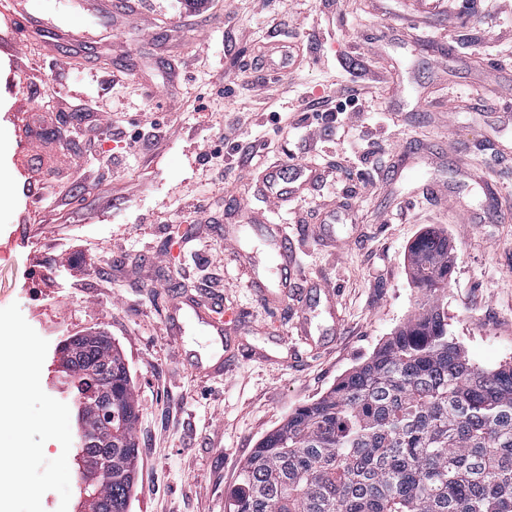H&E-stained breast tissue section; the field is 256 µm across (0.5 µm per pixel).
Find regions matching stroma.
<instances>
[{
  "label": "stroma",
  "instance_id": "stroma-1",
  "mask_svg": "<svg viewBox=\"0 0 512 512\" xmlns=\"http://www.w3.org/2000/svg\"><path fill=\"white\" fill-rule=\"evenodd\" d=\"M137 2L128 25L83 0H40L55 25L89 33L50 53L0 20V308L19 304L48 341L41 385L61 402L73 401L68 338L103 333L119 348L139 404L129 512H225L262 437L425 300L408 249L426 230L451 248L449 335L483 367L512 359V6L216 0L205 15L195 0ZM180 25L172 84L165 37ZM272 40L293 54L285 69L254 63ZM353 72L373 89L360 114L309 110ZM153 122L158 144L132 147ZM293 164L317 178L296 201L267 197L268 171ZM269 223L287 225L299 262L275 303L248 274L278 287ZM188 299L233 312L226 336Z\"/></svg>",
  "mask_w": 512,
  "mask_h": 512
}]
</instances>
